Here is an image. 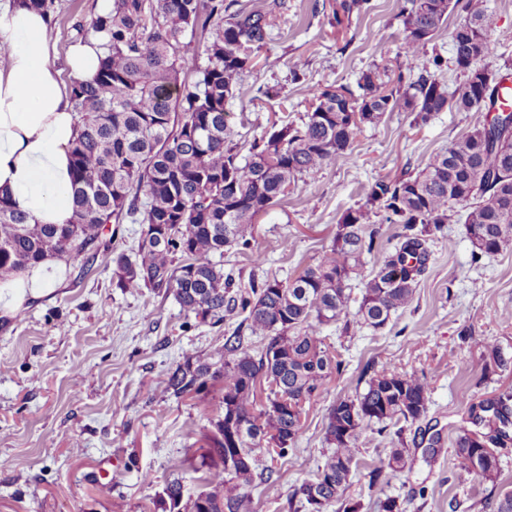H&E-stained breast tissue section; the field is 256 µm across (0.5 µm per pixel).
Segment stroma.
<instances>
[{
    "label": "stroma",
    "instance_id": "obj_1",
    "mask_svg": "<svg viewBox=\"0 0 512 512\" xmlns=\"http://www.w3.org/2000/svg\"><path fill=\"white\" fill-rule=\"evenodd\" d=\"M276 26L257 69L229 103L228 120L240 140L272 123L297 121L312 87L355 85L374 48L395 59L404 38L398 0H371V10L348 29L331 27L323 0H283ZM494 52L487 67L512 72V0H487ZM97 0H55L51 26L57 67L65 69L73 26L85 23ZM303 70L293 80V69ZM278 89L275 99L257 98L261 85ZM481 111L439 113L424 126L407 112L387 113L356 137L350 158L323 168L259 218L251 250L226 251L224 269L237 280L288 279L316 265L332 243L343 214L361 205L375 180L418 172L437 152L481 126ZM238 317L217 326L185 317L173 296L119 288L111 258L98 254L91 267L65 265L52 289L15 317L0 322V512H158L167 482L181 478L184 499L201 489L195 473L180 464L198 458V435L220 412L212 391L182 399L163 392L167 370L184 355H210ZM327 334L346 368L306 403L303 434L292 457L256 479L250 512H290L293 489L322 463L327 408L354 395L365 364L431 378L430 406L411 445L404 472L369 489L367 464L385 456L390 435L373 436L362 448L360 468L348 497L359 512H382L386 497L406 512H492L491 483L460 473L451 442L469 403L512 391V371L479 378L469 366L480 341L512 357V245L472 262L461 222L451 221L431 247L413 305L393 315L382 331ZM472 335L474 345L461 338ZM80 386H73L74 376ZM439 433L438 455L426 452Z\"/></svg>",
    "mask_w": 512,
    "mask_h": 512
}]
</instances>
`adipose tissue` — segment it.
<instances>
[{"label":"adipose tissue","mask_w":512,"mask_h":512,"mask_svg":"<svg viewBox=\"0 0 512 512\" xmlns=\"http://www.w3.org/2000/svg\"><path fill=\"white\" fill-rule=\"evenodd\" d=\"M49 24L39 13L0 0V192L31 224H66L70 146L76 116L59 81ZM63 266L48 260L0 287V310L13 316L41 296Z\"/></svg>","instance_id":"ef3b65f1"}]
</instances>
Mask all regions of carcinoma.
<instances>
[{
	"label": "carcinoma",
	"instance_id": "obj_1",
	"mask_svg": "<svg viewBox=\"0 0 512 512\" xmlns=\"http://www.w3.org/2000/svg\"><path fill=\"white\" fill-rule=\"evenodd\" d=\"M51 21L54 0H17ZM283 3L262 8L251 0H112L75 39L102 34L103 55L94 77L71 81L69 101L78 118L70 147L72 220L29 224L0 194V284L46 260L88 262L111 255L118 286L171 294L186 316L215 326L234 313L239 326L221 349L204 358L187 356L167 372L164 392L176 399L211 389L221 394L222 414L202 435L207 453L188 469L207 489L190 500V512H249V488L257 458L293 453L303 433L304 404L318 396L345 364L333 355L323 329H384L412 306L425 273L430 244L458 216L466 227L474 263L512 243V112L496 107V86L482 62L494 52L486 0H401L404 42L398 69L412 73L397 86L373 62L358 91L317 86L299 123L271 126L247 153L227 122L228 103L257 65ZM462 19L451 33L452 55L414 62L456 9ZM329 24L337 30L371 9L370 0H331ZM459 74L453 86L437 75ZM486 108L494 120L436 153L415 174L376 180L365 202L347 211L332 245L318 264L288 281L234 284L215 257L250 248L256 221L305 177L346 161L364 127L389 112H408L426 125L446 110ZM462 204L458 215L454 205ZM399 226L396 243L360 283L359 307L348 318L350 282L363 258L380 247L372 218ZM113 224H155L160 236L139 238L134 256L112 246ZM256 337L254 349L245 335ZM480 375L506 370L512 360L489 342L478 358ZM363 391L327 409L324 462L295 488L301 506L318 496L324 508L358 512L344 493L367 433L396 427V445L368 471L369 487L386 471L405 468L406 433L428 413L431 379L425 372L364 368ZM472 428L454 442L460 472L497 484V448L512 441V392L471 403ZM183 484L169 481L162 512H181Z\"/></svg>",
	"mask_w": 512,
	"mask_h": 512
}]
</instances>
